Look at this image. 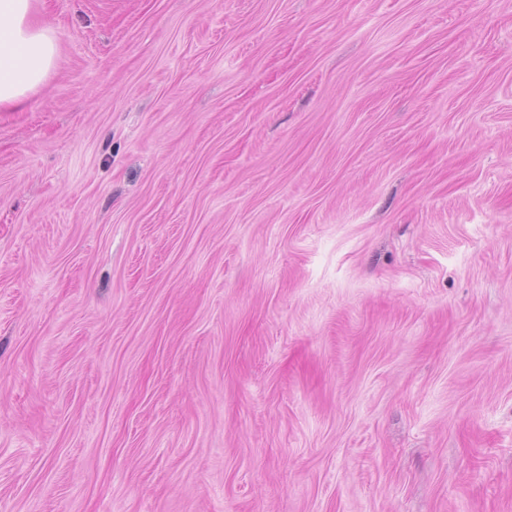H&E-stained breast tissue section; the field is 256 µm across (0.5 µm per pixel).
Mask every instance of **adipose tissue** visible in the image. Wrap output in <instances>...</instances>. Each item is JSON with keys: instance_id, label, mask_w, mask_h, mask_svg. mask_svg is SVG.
I'll use <instances>...</instances> for the list:
<instances>
[{"instance_id": "ef3b65f1", "label": "adipose tissue", "mask_w": 512, "mask_h": 512, "mask_svg": "<svg viewBox=\"0 0 512 512\" xmlns=\"http://www.w3.org/2000/svg\"><path fill=\"white\" fill-rule=\"evenodd\" d=\"M33 0H0V107L21 102L52 69L57 46L50 29L29 21Z\"/></svg>"}]
</instances>
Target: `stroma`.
<instances>
[{
  "instance_id": "35a3bbf8",
  "label": "stroma",
  "mask_w": 512,
  "mask_h": 512,
  "mask_svg": "<svg viewBox=\"0 0 512 512\" xmlns=\"http://www.w3.org/2000/svg\"><path fill=\"white\" fill-rule=\"evenodd\" d=\"M31 19L0 512H512V0Z\"/></svg>"
}]
</instances>
